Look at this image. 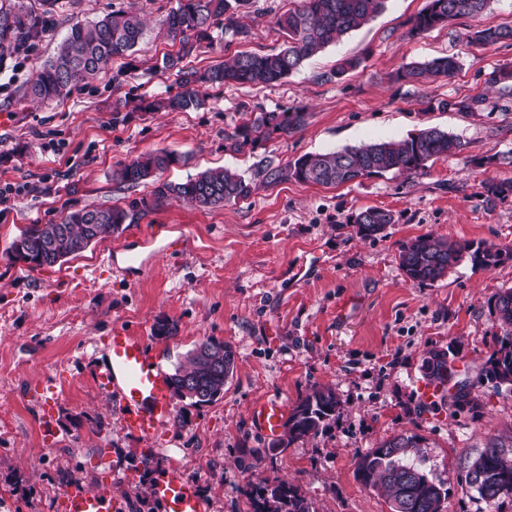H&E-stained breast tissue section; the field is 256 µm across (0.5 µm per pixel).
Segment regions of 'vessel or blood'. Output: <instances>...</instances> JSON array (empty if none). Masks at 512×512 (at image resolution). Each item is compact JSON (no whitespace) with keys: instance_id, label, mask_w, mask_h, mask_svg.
I'll return each instance as SVG.
<instances>
[{"instance_id":"1","label":"vessel or blood","mask_w":512,"mask_h":512,"mask_svg":"<svg viewBox=\"0 0 512 512\" xmlns=\"http://www.w3.org/2000/svg\"><path fill=\"white\" fill-rule=\"evenodd\" d=\"M98 389L113 398L126 430L141 438L159 433L173 414L169 374L161 357L154 353L146 337L123 326L114 327L97 355L88 360ZM252 422L261 433L276 435L284 423V405L273 399L257 404ZM169 512H205L195 484L173 468L152 488ZM63 512H119L120 504L110 489L87 490L75 482L61 494Z\"/></svg>"}]
</instances>
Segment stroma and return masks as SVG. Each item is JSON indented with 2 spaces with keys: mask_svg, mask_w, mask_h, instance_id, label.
I'll use <instances>...</instances> for the list:
<instances>
[{
  "mask_svg": "<svg viewBox=\"0 0 512 512\" xmlns=\"http://www.w3.org/2000/svg\"><path fill=\"white\" fill-rule=\"evenodd\" d=\"M300 0H255L241 38L212 27V38L184 59L203 71L239 51L285 46L278 15ZM61 10L26 60L0 64V186H23L0 203V410L12 427L0 432V512H62L70 482L95 491L111 486L126 512H166L151 486L180 467L197 486L206 512H248L247 492L264 477L297 487L313 512H390L386 500L356 477L361 454L397 434L420 436L421 468L448 491L444 512H512V494L489 502L465 479L492 438L512 450V389L481 376L504 336L487 301L512 288V196L487 202L490 180L512 179L492 157L512 150V94L488 82L512 66V41L466 45L464 33L512 24V0L410 38L411 18L427 0H387L385 10L272 86L207 90L200 108L147 112L140 100L180 92L175 71L159 69L179 44L160 21L177 0H60ZM141 10L147 31L137 52L115 59L53 101H23L22 90L49 60L73 22H92L119 8ZM457 56L451 79L395 81L411 62ZM360 66L335 83L322 73L337 60ZM487 99L479 112L439 111L440 100ZM303 106L306 125L254 152L224 148V133L243 108ZM435 127L459 138L463 151L436 160L426 174H394L338 186L294 180L259 186L247 201L195 207L179 201L137 218L64 263L28 270L7 248L31 224L60 221L67 211L123 206L150 196L152 184L113 180L119 164L165 149L185 161L164 172L180 182L217 167L251 176L305 154L373 141L401 140ZM370 207L393 224L362 238L351 218ZM432 233L487 243L507 255L492 269L462 259L440 280L419 284L399 267L404 244ZM134 250L142 268L105 276L104 257ZM177 332L154 336L157 321ZM148 337L167 368L205 338L230 344L234 375L223 396L195 407L175 400V414L150 439L124 428L118 408L84 369L116 326ZM456 351L462 380L473 384L480 414L425 401L422 362L428 351ZM57 396L52 431H43L37 390ZM335 390L339 406L315 436L285 452L251 423L270 398L293 406L311 389Z\"/></svg>",
  "mask_w": 512,
  "mask_h": 512,
  "instance_id": "1",
  "label": "stroma"
}]
</instances>
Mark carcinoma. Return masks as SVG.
<instances>
[{
    "label": "carcinoma",
    "instance_id": "carcinoma-1",
    "mask_svg": "<svg viewBox=\"0 0 512 512\" xmlns=\"http://www.w3.org/2000/svg\"><path fill=\"white\" fill-rule=\"evenodd\" d=\"M386 0H302L275 21L288 38L279 51L266 53L237 52L224 63L203 72L181 66L182 60L210 40V30L220 25L238 36H248L249 29L239 23L242 9L251 0H178L177 7L163 19V25L180 48L162 61L163 68L174 70L182 91L146 104L147 111L184 112L198 108L202 100L199 88L219 89L229 84L270 86L286 78L301 63L345 34L361 28L385 9ZM490 0H428L426 7L410 21L409 36L417 37L456 19L482 13ZM59 0H41L35 10L26 0H0V51L24 50L40 40L53 23ZM145 22L133 10L117 9L103 18L70 27L56 55L38 68L24 96L50 100L66 94L73 85L98 72L115 58L130 56L142 42ZM471 46H487L512 41V25L477 29L465 34ZM360 61L344 58L322 74L325 83L341 80ZM460 69L454 55L410 63L397 72L396 78L422 83L449 79ZM487 98L441 100L437 109L477 112L484 109ZM308 113L302 108H288L251 113L224 134L225 148L242 153L252 151L262 142L287 137L306 124ZM457 138L428 128L402 140L377 141L359 147L316 155H303L283 167H261L252 177L224 168L207 170L184 182L161 180V173L181 162V155L165 150L149 152L119 166L113 179L134 188L152 181L151 197L133 199L128 207L97 206L71 211L59 222L31 224L12 240L9 257L31 270L52 267L84 251L91 244L118 231L124 224L169 200L197 207H214L250 199L254 180L278 184L288 180L321 185H341L359 178L380 177L386 173L416 176L426 173L429 164L441 157L462 152ZM487 200H504L512 196V180L484 185ZM394 222L384 209L367 208L353 217L357 232L365 238L380 235ZM473 265L488 269L502 259V250L494 245L460 241L434 234H424L402 247L399 266L407 278L418 283H433L455 267L463 255ZM491 313L504 329L500 349L484 366L487 380L496 386H512V289L493 294L488 300ZM207 356L188 353L184 363L170 375L173 394L195 405L212 401L224 392L226 379L234 370L235 355L224 342L205 339ZM452 350H433L423 360L425 377L433 382L448 376V362L455 361ZM451 399L457 408L479 412L478 395L464 384L454 392H442L440 399ZM339 400L330 388H314L299 399L283 426V434L272 440L269 448L285 451L295 440L317 434L336 413ZM420 437L399 434L361 455L356 476L367 488L378 491L389 501L392 512H444L448 490L429 479L415 463ZM468 483L486 500L512 494V456H506L498 442L491 439L472 461ZM250 512H312L311 504L294 485L277 477H265L249 492Z\"/></svg>",
    "mask_w": 512,
    "mask_h": 512
}]
</instances>
